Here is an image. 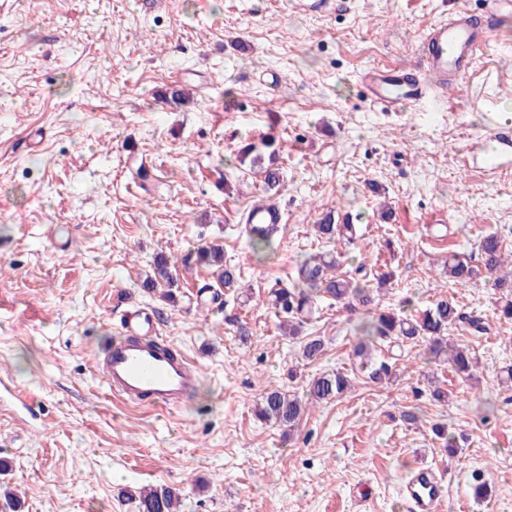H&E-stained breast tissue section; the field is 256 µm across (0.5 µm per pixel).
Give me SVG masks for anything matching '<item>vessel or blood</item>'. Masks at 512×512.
Masks as SVG:
<instances>
[{
    "instance_id": "b4317fda",
    "label": "vessel or blood",
    "mask_w": 512,
    "mask_h": 512,
    "mask_svg": "<svg viewBox=\"0 0 512 512\" xmlns=\"http://www.w3.org/2000/svg\"><path fill=\"white\" fill-rule=\"evenodd\" d=\"M510 21L512 0H483L477 15L467 8L453 11L422 35L415 66L369 67L359 73L357 83L370 104L383 111L426 105L432 100V89L462 84L472 72L479 51ZM283 217L279 204L264 201L254 205L245 220L250 224H279ZM97 368L113 395L143 407L180 405L200 375L199 366L161 336L146 309L125 316ZM401 494L411 512H435L445 490L435 470L422 467L404 480Z\"/></svg>"
}]
</instances>
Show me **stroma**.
<instances>
[{
  "label": "stroma",
  "mask_w": 512,
  "mask_h": 512,
  "mask_svg": "<svg viewBox=\"0 0 512 512\" xmlns=\"http://www.w3.org/2000/svg\"><path fill=\"white\" fill-rule=\"evenodd\" d=\"M481 0H9L0 13V461L21 512H131L126 493L183 490L185 512H409L398 496L417 461L446 468L438 512H512V323L504 292L449 283L442 263L473 256L512 225V154L490 156L484 115L512 129V32L495 34L462 87L434 108L383 112L355 76L411 61L421 33ZM279 71L271 93L261 75ZM184 89L189 102L167 103ZM276 135L285 222L257 255L242 217L265 192L236 154ZM152 171L141 186L139 163ZM350 217L346 268L390 266L378 303L421 309L452 297L488 323L449 338L479 377L406 352L382 383L354 355V324L319 301L304 325L315 359L284 336L265 297L322 250L326 211ZM215 241L249 296L198 297L207 268L178 269L174 299L143 288L158 255ZM201 366L180 409L124 402L96 362L130 307ZM248 322L238 336L226 315ZM353 377L294 429L258 420L272 389L304 395L316 374ZM447 391L435 401L433 387ZM413 412L416 422L403 418ZM447 426L458 446L432 433ZM489 494L475 498V478Z\"/></svg>",
  "instance_id": "stroma-1"
}]
</instances>
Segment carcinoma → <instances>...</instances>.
I'll return each instance as SVG.
<instances>
[{
    "mask_svg": "<svg viewBox=\"0 0 512 512\" xmlns=\"http://www.w3.org/2000/svg\"><path fill=\"white\" fill-rule=\"evenodd\" d=\"M276 139L268 136L259 144L248 143L238 152L240 164L249 166L252 173H262L266 189L272 190L279 183V172L275 168L278 154ZM251 247L259 252L268 249L276 236L275 224L245 225ZM318 238L329 242L340 239L347 244L354 243L357 225L342 219L336 223L334 215L328 213L313 225ZM480 266L471 264V259L453 254L444 261V272L453 284L467 287L475 283L480 275L493 280L494 286L512 288V280L498 275L504 268L503 236L490 232L480 238L478 244ZM344 256L339 252L318 251L305 255L297 266V277L289 287H273L269 291V304L288 328L292 337L299 336L304 319L320 298L336 302L350 315L358 316L355 335L359 336L355 355L361 358V368L367 370L368 379L381 382L389 377V361L370 357L371 348L384 346L392 351H405L408 346L424 344L425 364L446 365L465 380L473 377L477 366L475 353L461 345L448 343V330L463 320L476 333L486 330L482 322L469 319L462 308L452 299H440L431 306L416 313L410 309L411 301L404 300L399 309L379 310L375 305V293L390 282L393 273L384 272L376 277V286H371L362 275L364 265L352 270H341ZM181 263H192L210 269L218 287L227 290L240 286L241 272L237 267L224 263L223 249L216 244H202L181 258ZM168 259L156 263L155 278L146 282L145 287L155 288L160 283L173 286L176 283ZM351 386V378L343 372L323 373L308 384L307 399L280 390H270L258 404L257 416L267 422L293 427L306 413L313 402H328L343 395ZM134 512H182V494L176 488L156 486L143 488L138 493L128 494Z\"/></svg>",
    "mask_w": 512,
    "mask_h": 512,
    "instance_id": "obj_1",
    "label": "carcinoma"
}]
</instances>
